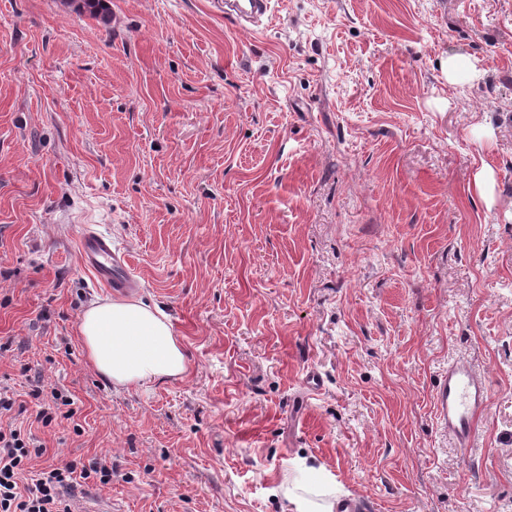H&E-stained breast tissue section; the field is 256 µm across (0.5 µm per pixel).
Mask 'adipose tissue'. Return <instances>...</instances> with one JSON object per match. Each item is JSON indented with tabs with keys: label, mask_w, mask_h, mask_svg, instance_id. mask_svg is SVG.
<instances>
[{
	"label": "adipose tissue",
	"mask_w": 512,
	"mask_h": 512,
	"mask_svg": "<svg viewBox=\"0 0 512 512\" xmlns=\"http://www.w3.org/2000/svg\"><path fill=\"white\" fill-rule=\"evenodd\" d=\"M78 331L87 359L115 387L181 378L189 370L186 350L169 315L154 303L140 299L91 303L79 318ZM314 472L311 466L299 468L295 485L285 489L291 512H335L328 489L312 486Z\"/></svg>",
	"instance_id": "ef3b65f1"
}]
</instances>
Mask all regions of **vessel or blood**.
<instances>
[{"label": "vessel or blood", "mask_w": 512, "mask_h": 512, "mask_svg": "<svg viewBox=\"0 0 512 512\" xmlns=\"http://www.w3.org/2000/svg\"><path fill=\"white\" fill-rule=\"evenodd\" d=\"M271 11V0H224V17L239 27H261ZM78 260L105 288L128 291L137 283L124 258L112 249L110 237L92 229L81 232ZM488 405L486 383L467 362H449L434 389V409L440 430L455 445L466 448L473 442L477 419Z\"/></svg>", "instance_id": "obj_1"}]
</instances>
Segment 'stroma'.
<instances>
[{"label": "stroma", "mask_w": 512, "mask_h": 512, "mask_svg": "<svg viewBox=\"0 0 512 512\" xmlns=\"http://www.w3.org/2000/svg\"><path fill=\"white\" fill-rule=\"evenodd\" d=\"M106 3L0 0V379L34 469L111 463L75 512H287L304 461L361 512H512V0H273L256 33ZM86 225L184 377L88 363ZM457 359L490 391L466 450L432 398ZM37 375L71 418L36 421Z\"/></svg>", "instance_id": "stroma-1"}]
</instances>
